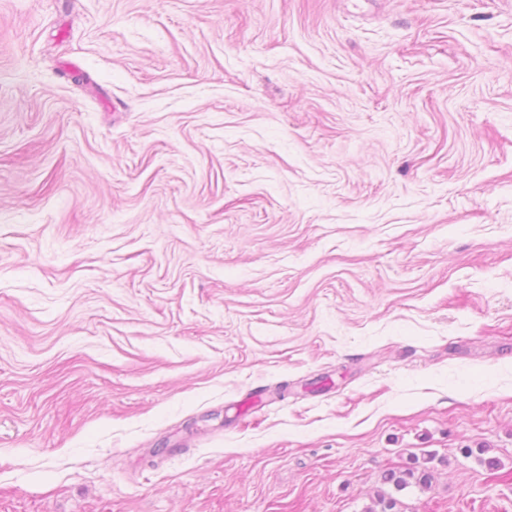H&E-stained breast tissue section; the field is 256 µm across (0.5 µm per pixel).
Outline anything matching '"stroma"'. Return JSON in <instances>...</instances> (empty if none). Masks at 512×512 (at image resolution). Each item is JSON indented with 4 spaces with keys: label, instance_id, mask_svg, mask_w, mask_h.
<instances>
[{
    "label": "stroma",
    "instance_id": "1",
    "mask_svg": "<svg viewBox=\"0 0 512 512\" xmlns=\"http://www.w3.org/2000/svg\"><path fill=\"white\" fill-rule=\"evenodd\" d=\"M416 458L512 512V0H0V512Z\"/></svg>",
    "mask_w": 512,
    "mask_h": 512
}]
</instances>
